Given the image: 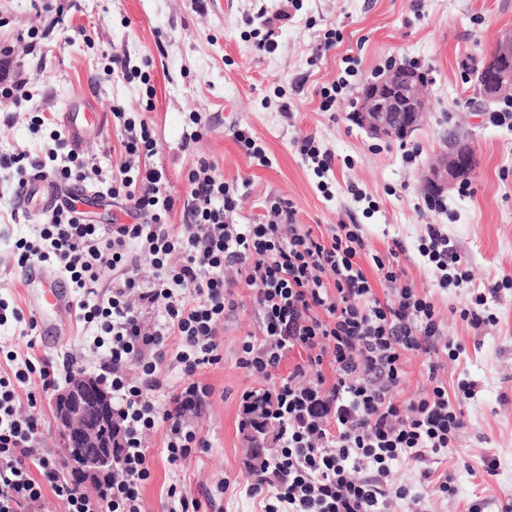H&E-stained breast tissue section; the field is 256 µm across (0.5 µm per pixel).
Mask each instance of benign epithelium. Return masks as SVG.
Instances as JSON below:
<instances>
[{
    "instance_id": "7a95c632",
    "label": "benign epithelium",
    "mask_w": 512,
    "mask_h": 512,
    "mask_svg": "<svg viewBox=\"0 0 512 512\" xmlns=\"http://www.w3.org/2000/svg\"><path fill=\"white\" fill-rule=\"evenodd\" d=\"M480 87L489 97H512V31L504 32L494 56L480 70ZM426 100V83L416 74L394 70L377 84L368 87L351 120L369 135L381 140L410 136L420 125ZM475 166L471 147L465 143L445 152L431 165L425 184L444 192L464 172ZM54 409L63 433V446L81 448L72 467L74 480L88 484L112 472L114 450L120 445V433L112 419L109 394L97 380L78 374L66 389L56 395ZM275 428L247 432L250 446L263 449L272 441Z\"/></svg>"
}]
</instances>
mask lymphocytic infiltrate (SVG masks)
I'll list each match as a JSON object with an SVG mask.
<instances>
[{"mask_svg": "<svg viewBox=\"0 0 512 512\" xmlns=\"http://www.w3.org/2000/svg\"><path fill=\"white\" fill-rule=\"evenodd\" d=\"M112 116L124 157L104 183L129 223L95 224L61 207L40 228L38 243L20 240L16 248L18 264L36 260L57 267L72 286L78 319L100 326L94 345L103 351L100 379L112 391L122 434L120 473L100 495L78 494L62 461L40 448L41 422L32 412L37 400L20 403L18 390L35 377L49 392L82 363L71 357L57 366L35 357L31 339L27 355L7 351L10 367L0 371V512H28L50 494L65 512H143L139 488L151 476L143 446L148 432H162L172 466L209 448L192 417L214 393L197 375L223 362L224 318L238 306L235 284L224 279L228 264L238 266L260 318L258 333L243 339L236 364L273 380L268 394L288 422L268 475L248 488L260 512H385L391 502L404 512H423L418 496L393 483L391 465L456 450L467 425L462 406L477 388L463 382L452 397L438 379L439 351L455 358L464 347L442 340L434 304L412 285H401L405 271L397 258L372 253L361 225L332 224L314 233L296 223L285 198L269 201L271 222L230 223L242 195L208 159H198L189 171L187 195L177 201L164 169L150 162L158 149L147 121L118 109ZM53 139L57 146L45 158L1 156L0 169H15L22 182L32 173L86 182L78 152L67 149L61 133ZM177 206L183 215L178 228L169 222ZM419 253L440 287L469 283L439 225H428ZM143 255L154 268L148 281L135 272ZM377 281L387 284L385 295L376 294ZM508 288V277L484 286L460 309V319L474 329L495 323L488 300ZM149 310L159 311V319L146 320ZM295 353L299 361L279 377ZM409 353L429 356L430 388L401 402L396 393ZM175 368L182 380L167 386L165 375ZM133 369L141 381L130 379ZM158 390L165 393L160 402Z\"/></svg>", "mask_w": 512, "mask_h": 512, "instance_id": "1", "label": "lymphocytic infiltrate"}]
</instances>
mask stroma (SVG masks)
Listing matches in <instances>:
<instances>
[{"label":"stroma","mask_w":512,"mask_h":512,"mask_svg":"<svg viewBox=\"0 0 512 512\" xmlns=\"http://www.w3.org/2000/svg\"><path fill=\"white\" fill-rule=\"evenodd\" d=\"M290 10L289 0H63L62 14L45 13L37 0H0V48H9L6 67L24 79L32 96L27 107L0 104V154L31 158L52 148L51 132L62 130L63 112L92 106L104 132L89 136L80 152L87 168L111 174L122 161L113 108L139 113L158 142L156 165L168 176L176 198L188 190L187 173L199 158L213 161L225 181L242 185L244 198L234 217L238 224L266 220L268 200L293 202L300 224L361 225L374 252L397 248L398 261L420 293L435 303L446 336L462 343L458 359L440 355L439 377L449 394L464 380L478 383L463 406L467 426L459 448L426 463L393 466L396 483L421 496L426 512H503L512 504V289L502 291L490 308L495 324L473 330L457 311L477 288L512 276V128L494 126L480 102L466 64L492 52L502 30L512 29V0H301L295 18L272 20L273 53L251 50L245 40L260 5ZM341 35L324 54L316 48L323 30ZM124 53L131 68L149 75L126 80L112 74L113 52ZM359 60V83H367L386 58L419 63L429 95L425 120L407 140L417 147L414 164H405L397 143L370 138L349 119V105L335 113L319 111L317 89L336 79L345 55ZM154 98H147V89ZM153 110H146V102ZM205 124L192 149H184L194 127L189 113ZM248 127L261 139L269 166L253 163L234 139ZM465 136L477 157L471 178L474 192L444 194L445 213L428 209L423 179L448 135ZM313 136L336 159L332 198L316 188V178L296 150ZM14 170H0V297L24 317L34 311L26 301L24 270L13 243L34 239L40 222L23 215L13 197ZM356 184L366 195L355 201ZM430 224L448 235L472 282L439 288L418 247ZM259 317L248 298L224 319V361L203 369L200 380L214 388L196 423L208 449L171 467L161 456L162 435L147 436L152 475L141 490L144 512H163L170 485L194 496L213 495L222 512H259L248 493L250 450L239 423L244 390H263L269 382L235 364L241 340L258 332ZM94 327L73 321L64 335L37 336V355L56 362L74 356L84 374L95 376L103 362L94 348ZM497 462L495 475L483 470ZM448 474L455 492L443 496L421 478L422 469ZM228 490H221L223 480Z\"/></svg>","instance_id":"stroma-1"}]
</instances>
